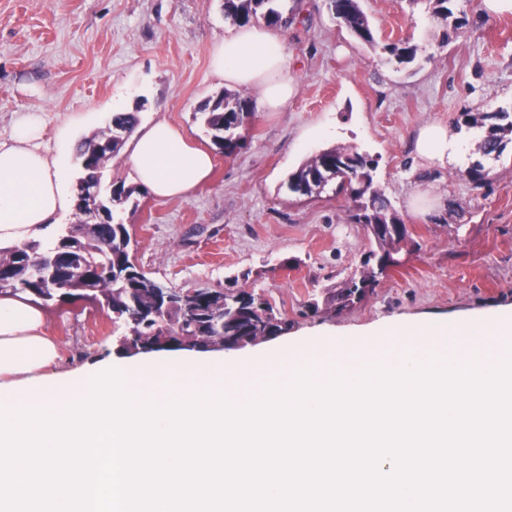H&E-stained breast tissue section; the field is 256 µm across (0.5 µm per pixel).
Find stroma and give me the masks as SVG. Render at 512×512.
<instances>
[{"instance_id":"obj_1","label":"stroma","mask_w":512,"mask_h":512,"mask_svg":"<svg viewBox=\"0 0 512 512\" xmlns=\"http://www.w3.org/2000/svg\"><path fill=\"white\" fill-rule=\"evenodd\" d=\"M362 8L378 48L339 25L328 0H302L288 29L296 93L287 107L255 109L243 146L215 153L194 194L145 191L136 210L117 212L149 278L182 291L256 290L291 338L512 311V144L482 159L464 124L468 114L512 113V12L459 0L466 24L454 31L428 0H362ZM231 26L224 0H0V139L24 112L42 115L47 144L73 118L87 137L107 126L106 106L121 96L140 124L166 121L210 146L194 114L225 88L210 56ZM392 43L417 46L415 60L397 63L383 50ZM430 122L466 145L465 164L415 162L412 137ZM336 146L376 161L375 181L407 236L402 266L360 306L329 318L307 304L359 267L371 240L350 223L347 197L328 190L298 202L286 182L311 154ZM479 160L489 171L481 187L466 174ZM424 191L439 204L421 216L410 200ZM45 310L59 369L125 356V330L107 308L52 301Z\"/></svg>"}]
</instances>
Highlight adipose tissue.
Here are the masks:
<instances>
[{
  "label": "adipose tissue",
  "mask_w": 512,
  "mask_h": 512,
  "mask_svg": "<svg viewBox=\"0 0 512 512\" xmlns=\"http://www.w3.org/2000/svg\"><path fill=\"white\" fill-rule=\"evenodd\" d=\"M287 31L264 24L233 26L215 44L211 69L231 86H257L264 111L287 105L295 86L288 75ZM128 163L138 182L154 197H187L210 176L214 160L181 129L157 122L133 135ZM71 128H63L54 146L44 142L42 118L18 116L8 138L0 140V245H20L44 226L65 218L74 205L69 173L61 153L74 148ZM414 150L424 161L441 164L462 159L464 147L437 122L422 126Z\"/></svg>",
  "instance_id": "1"
}]
</instances>
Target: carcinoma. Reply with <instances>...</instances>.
Returning a JSON list of instances; mask_svg holds the SVG:
<instances>
[{"mask_svg": "<svg viewBox=\"0 0 512 512\" xmlns=\"http://www.w3.org/2000/svg\"><path fill=\"white\" fill-rule=\"evenodd\" d=\"M433 13L450 20L454 28L463 21L454 16L456 0H429ZM334 18L353 36L371 46L376 39L360 0H329ZM224 15L235 23L248 24L263 20L273 26L288 27L298 15V6L283 9L280 0H224ZM383 50L400 63H410L417 54L413 45L390 44ZM252 100L237 93L223 92L202 104L198 112L208 129L213 145L220 152L231 155L242 146V129L249 122ZM137 124L134 112L115 115L102 130L85 138L78 148V157L90 158L82 167V177L102 183V197L95 208L114 212L128 206L134 190L124 181L114 179L103 183L104 172L112 159L118 156L125 142L113 144L109 154L95 152L96 144L108 132L119 128L132 134ZM465 125L484 128L478 148L485 157L497 159L512 143V116L507 112L486 113L477 119L466 117ZM347 164L346 178L331 183L325 170L332 164ZM375 163L365 154L348 147H333L311 156L289 175L287 188L298 200L321 196L329 185L334 194L348 197L352 203L349 219L354 224H384L398 227L396 236L374 240L375 248L367 252L360 269L352 272L336 288H327L323 303H311L308 308L340 315L359 305L383 278V270L370 260L373 255H390L400 249L405 240V224L391 208L382 190L374 180ZM302 194H297L298 190ZM78 222L67 226L53 244L38 241L20 246L0 248V271L7 276L0 279V293L29 292L44 301H53L56 294L45 290L54 278V256L62 248L71 257V273L60 283L64 294L83 297L86 281H92L91 299L107 307L116 321L126 328L123 345L134 352H156L171 348L208 349L224 347V337L232 343L249 344L259 338L270 339L288 331V321L273 314V306L261 295L239 289L236 291H172L173 304L160 316L158 301L166 287L147 277L131 260V236L126 225L98 222L92 209L76 208ZM234 300L240 305L236 313L224 310V302Z\"/></svg>", "mask_w": 512, "mask_h": 512, "instance_id": "1", "label": "carcinoma"}]
</instances>
